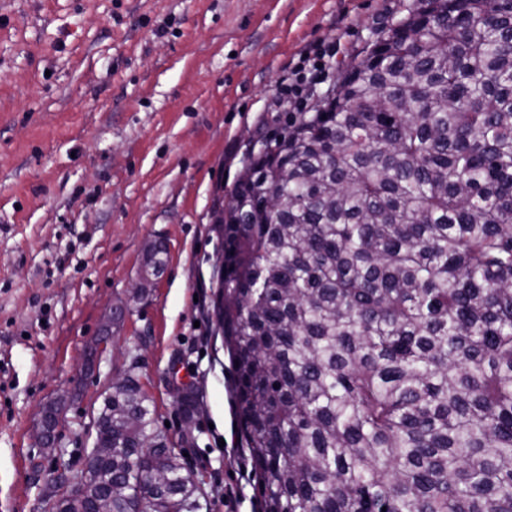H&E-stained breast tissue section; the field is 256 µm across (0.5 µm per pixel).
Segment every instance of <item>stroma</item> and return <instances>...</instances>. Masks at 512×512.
Listing matches in <instances>:
<instances>
[{
	"label": "stroma",
	"mask_w": 512,
	"mask_h": 512,
	"mask_svg": "<svg viewBox=\"0 0 512 512\" xmlns=\"http://www.w3.org/2000/svg\"><path fill=\"white\" fill-rule=\"evenodd\" d=\"M412 2L0 0V512H49V463L80 476L133 362L205 512H259L216 329V200L291 121L278 96L299 55L336 43L325 93ZM155 242L165 265L132 300ZM56 407L51 460L36 433Z\"/></svg>",
	"instance_id": "1"
}]
</instances>
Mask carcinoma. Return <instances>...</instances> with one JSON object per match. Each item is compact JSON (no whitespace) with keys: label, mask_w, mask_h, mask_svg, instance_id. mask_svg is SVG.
<instances>
[{"label":"carcinoma","mask_w":512,"mask_h":512,"mask_svg":"<svg viewBox=\"0 0 512 512\" xmlns=\"http://www.w3.org/2000/svg\"><path fill=\"white\" fill-rule=\"evenodd\" d=\"M218 288L261 512H512V0H413L263 143ZM137 368L51 512L201 509Z\"/></svg>","instance_id":"cac0c4a2"}]
</instances>
